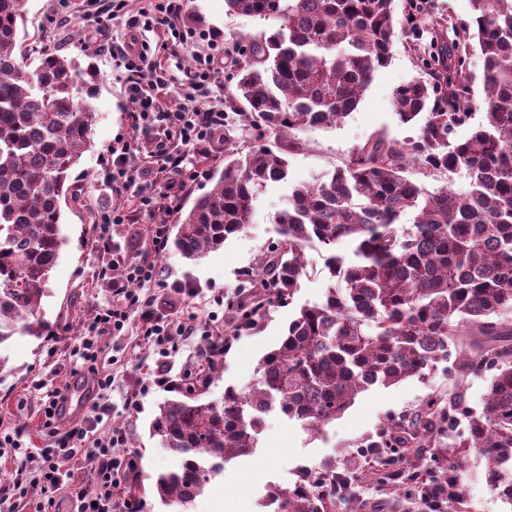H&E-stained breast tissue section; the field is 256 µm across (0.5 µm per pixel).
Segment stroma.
Masks as SVG:
<instances>
[{
	"label": "stroma",
	"mask_w": 512,
	"mask_h": 512,
	"mask_svg": "<svg viewBox=\"0 0 512 512\" xmlns=\"http://www.w3.org/2000/svg\"><path fill=\"white\" fill-rule=\"evenodd\" d=\"M430 17L418 23L414 36L399 35L389 66L378 71L357 109L331 129H302L296 136L302 147L288 156V179L269 184L260 193L250 224L227 240L222 248L191 261L174 250L171 241L153 246L154 220L141 209L131 193L107 194L106 172L100 161L110 147L127 143L139 146L161 139L160 129L132 130L127 115L132 103L125 90L126 70L113 60L102 40L103 31L120 29V21L98 9L96 0H27L20 27L24 63L35 67L42 52L52 50L78 62H93L98 71L97 94L92 100L96 114L91 145L83 153L69 180L78 198L63 208L62 231L66 243L53 268L41 299L42 313L51 325L48 336H13L0 346V433L21 432L29 456L0 457V486L24 482L27 493L17 499L12 512H77L73 488L91 489V462L85 454L71 459L69 486L54 494L44 493L34 477L44 466V449L59 448L62 432L46 424L45 411L53 390L71 386L95 392L98 378L111 377L112 388L105 403L108 415L98 416L92 406L72 408L69 424L105 438L113 428L126 434L124 447L115 457L132 461L119 470L121 489L151 485L159 473L176 468L179 460L162 448L150 431L157 405L169 397L168 388L157 386L158 370L181 382L211 374L205 399L219 400L227 388L245 390L256 378L260 359L277 348L289 322L300 306L324 300L328 282L317 251L307 253L309 275L292 303L272 305L258 329L232 337L231 346L218 356V368L209 371L198 346L223 337L225 302L239 293L241 273L252 266L263 248L275 239L273 216L286 204L293 187L325 176L342 164L350 152L369 139L383 135L400 142L417 135L416 127L401 124L392 104L396 87L423 77L418 52L431 51L451 37L455 26L469 21V0H432ZM85 10L88 19L63 27L56 19L62 8ZM181 26L213 28L224 34V76H231L242 39L270 32L277 24L227 15L224 0H189L180 17ZM126 214L125 223L114 225L108 243H101L96 227L102 208ZM153 258L156 274L151 282L132 284L139 296L151 297L159 324L172 336L164 341V353L149 350L142 340L140 309H127L121 331H106L96 342L97 360L87 365L79 346L96 313L112 305V281L125 276L140 257ZM185 291L173 289V282ZM197 328L190 343H182L174 331L179 324ZM457 380L455 364L438 365L422 377L390 386L375 385L357 396L354 403L323 432L312 433L279 413L266 415L254 455L227 463L223 474L212 479L204 493L188 506L163 504L153 494L137 497L138 512H224L225 499L242 504L245 512H261L268 487L292 485L307 469H343L360 446L374 440L382 420L390 414L416 409L433 391L452 390ZM485 461L469 450L460 475L467 512H501L502 504L484 478Z\"/></svg>",
	"instance_id": "35a3bbf8"
}]
</instances>
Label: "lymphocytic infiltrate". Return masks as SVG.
Masks as SVG:
<instances>
[{
	"label": "lymphocytic infiltrate",
	"mask_w": 512,
	"mask_h": 512,
	"mask_svg": "<svg viewBox=\"0 0 512 512\" xmlns=\"http://www.w3.org/2000/svg\"><path fill=\"white\" fill-rule=\"evenodd\" d=\"M126 0H111L109 10L113 16H125ZM185 8V0H150L133 16H125L126 23L120 34L112 40V54L126 65V91L137 104L130 112L129 121L133 128L161 127L166 131L164 141L155 146L141 148L139 154H132L130 146L112 149L105 160L109 171L108 181L112 191L134 189L142 205L147 206L151 215L169 217L178 208L176 192L177 178L184 171V158L173 153L172 144L184 146L201 145L207 152H220L224 145V124L228 115L220 97L214 89L220 79L217 61L224 54L222 33L210 29L185 28L176 20ZM157 28L167 29L169 37L162 42V56H154L146 40L147 32ZM195 46V65L186 72V79L178 88H170L163 75L162 58H174L179 48ZM140 159V171L149 173L148 181L133 184L129 173L131 156ZM164 180L168 190L155 193L157 180ZM155 268L148 260L134 264L126 280H113L112 306L96 314L89 325V334L83 337V357L93 361L92 336L102 326L122 329L127 319L128 306L141 307V319L145 325V338L160 337L165 333L154 319L151 300L140 299L126 285L127 280L148 281L153 278ZM125 436L121 430H113L108 441L97 443L93 453L92 491L77 492L78 512H135L130 500L116 497L117 482L113 477L120 463L113 458V449L122 447Z\"/></svg>",
	"instance_id": "lymphocytic-infiltrate-1"
}]
</instances>
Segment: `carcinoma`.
<instances>
[{"label": "carcinoma", "mask_w": 512, "mask_h": 512, "mask_svg": "<svg viewBox=\"0 0 512 512\" xmlns=\"http://www.w3.org/2000/svg\"><path fill=\"white\" fill-rule=\"evenodd\" d=\"M26 0H0V345L16 333L41 338L50 324L40 301L66 238L62 199L96 119L97 70L55 52L36 67L16 60ZM230 15L276 20L249 36L224 96V166L212 188L177 218L173 247L197 260L250 223L259 194L288 177L298 129H328L356 110L376 72L393 58L394 0H224ZM470 20L425 62L430 78L398 87L393 106L401 143L379 136L353 150L326 178L296 186L276 213L277 238L241 274L228 304L234 327L255 329L273 304H289L308 275L305 241L316 239L333 284L304 304L280 346L262 357L250 388L201 399L197 383L157 405L153 435L179 466L156 476L153 494L183 506L254 454L264 415L277 410L311 432L340 417L374 385L422 376L456 352L458 381L429 394L411 413L390 416L346 469H317L267 496L279 512H452L462 500L465 453L486 461L494 491L512 496V0H470ZM477 47L484 61L482 119L471 118L456 53ZM277 137L244 152L238 126ZM462 171L468 189L424 179ZM415 214L410 227L402 215ZM348 241L352 256L337 252ZM475 328L477 351L457 337ZM492 372L483 412L466 404L462 379ZM467 419L466 431H457ZM343 486L342 493L334 491ZM370 488L384 494L364 497Z\"/></svg>", "instance_id": "cac0c4a2"}]
</instances>
